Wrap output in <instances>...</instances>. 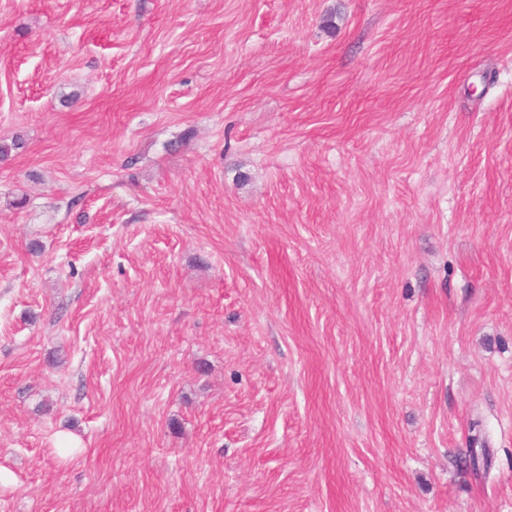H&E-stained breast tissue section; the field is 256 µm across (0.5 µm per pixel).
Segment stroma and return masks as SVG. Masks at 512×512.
I'll return each mask as SVG.
<instances>
[{
	"instance_id": "1",
	"label": "stroma",
	"mask_w": 512,
	"mask_h": 512,
	"mask_svg": "<svg viewBox=\"0 0 512 512\" xmlns=\"http://www.w3.org/2000/svg\"><path fill=\"white\" fill-rule=\"evenodd\" d=\"M15 137L0 512H512V0H0Z\"/></svg>"
}]
</instances>
